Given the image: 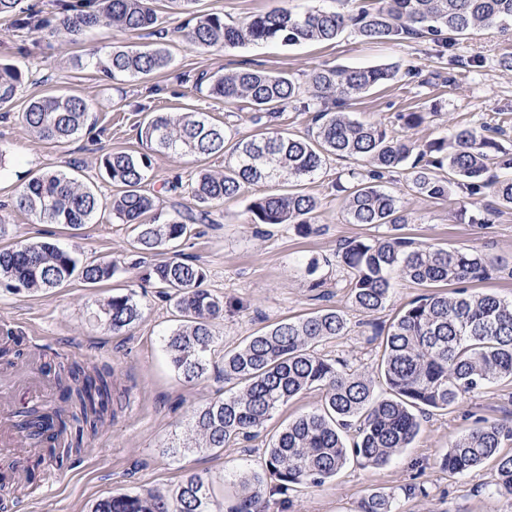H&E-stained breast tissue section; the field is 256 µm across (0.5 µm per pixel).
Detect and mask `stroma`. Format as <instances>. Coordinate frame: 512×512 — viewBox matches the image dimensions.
<instances>
[{
  "mask_svg": "<svg viewBox=\"0 0 512 512\" xmlns=\"http://www.w3.org/2000/svg\"><path fill=\"white\" fill-rule=\"evenodd\" d=\"M332 6L349 13L378 0H196L195 10L242 20L285 6ZM155 7L165 26V43L172 55L168 68L136 81L103 78L90 62L91 52L115 47L140 48L153 36L141 31L94 28L77 41L64 43L17 29L0 21V63L12 64L25 74L13 103L0 109V222L7 224L10 240L36 239L78 253L83 262L105 259L128 262V269L111 279L89 284L73 277L58 288L39 293L10 292L0 288V333L23 336V350L40 352L41 367L59 356L78 354L91 366L111 368L122 404L111 425L85 439L81 453L65 462L60 477L46 483L44 466L18 491H0V512H93L103 498L131 493L170 494L183 476L195 472L214 482L216 512H234L239 503L235 475L262 470L265 449L272 437L300 413L319 408V392H307L275 411L255 437L236 440L223 449L173 453L170 444L181 439L194 409L230 391L215 359L204 380L183 382L163 351V337L177 324L172 306L155 283L143 282L131 261L143 266L180 255L202 266L208 275L205 288L224 302V313L214 322L221 351L237 347L246 337L288 318L335 308L347 322L345 335L319 343L317 351L349 368L377 374L381 336L392 320L413 300L428 294V287L394 277L383 308L365 314L352 306L336 252L344 241L373 235L365 224L348 223L343 187L361 180L368 165L335 159L326 170L300 182L301 191L315 196L319 207L315 233L301 236L293 226L250 224L246 208L251 191L213 205L204 223L194 225L190 238L177 249L136 254L129 225L118 223L100 210L90 224L73 231L59 224H43L18 211L14 195L31 176L46 170L76 175L103 201L114 188L100 169L104 154L126 151L149 155L148 186L160 193L163 213L192 206L186 186L197 172H220L223 159L175 157L151 149L138 135L140 122L159 112L196 110L216 121L228 122L240 135L260 133L251 121L252 110L243 101L224 104L197 90L201 75L241 69L285 73L305 80L314 70L339 66L368 67L396 64V79L352 99L346 112L366 123H376L393 135L402 134L397 120L402 112H425L428 120L409 132L423 144L446 136L456 127L479 128L505 121L502 144L512 152V71L500 67L512 53V35L498 27L473 30L442 47L426 39L402 37L380 43L366 42L346 30L330 44L281 47L275 44L203 51L182 41L179 33L185 14ZM478 60V67H452L451 58ZM44 95H79L89 100L92 112L86 127L66 143L34 138L20 115L30 99ZM173 191H163L164 183ZM386 190L399 197L409 214L407 236L434 247H468L497 264L490 279L476 283L479 291L512 297V210L498 209L492 192L474 198L452 189L447 199L427 201L410 188L407 173L393 175ZM491 223H483L484 215ZM318 259L316 275L306 264ZM135 293L142 318L115 332L94 320L93 314L115 293ZM512 417V379L504 378L479 393L467 396L445 411H429L409 448L380 467L349 461L335 478L320 486H304L292 493L291 504L279 496H265L264 512H360L362 500L374 490L389 494L397 512H512V503L493 496L494 479L486 463L464 475H451L438 464L440 453L455 438L476 426Z\"/></svg>",
  "mask_w": 512,
  "mask_h": 512,
  "instance_id": "1",
  "label": "stroma"
}]
</instances>
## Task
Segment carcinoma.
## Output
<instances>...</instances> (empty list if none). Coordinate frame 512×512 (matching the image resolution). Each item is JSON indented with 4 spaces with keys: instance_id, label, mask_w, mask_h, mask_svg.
I'll use <instances>...</instances> for the list:
<instances>
[{
    "instance_id": "obj_1",
    "label": "carcinoma",
    "mask_w": 512,
    "mask_h": 512,
    "mask_svg": "<svg viewBox=\"0 0 512 512\" xmlns=\"http://www.w3.org/2000/svg\"><path fill=\"white\" fill-rule=\"evenodd\" d=\"M23 2L0 0V17H18L28 32L63 42L96 27L143 31L159 21L153 0H56L58 18L51 27ZM170 2L188 14L182 38L205 50L326 43L347 29L370 42L405 35L441 45L483 26L512 31V0H385L377 8L361 7L348 14L294 7L239 22L195 11V0ZM92 60L99 72L123 81L163 70L170 55L158 46L114 47L104 55L92 54ZM397 74V66L384 64L322 68L303 84L287 74L249 69L207 78L211 96L226 103H249L256 124L275 122L288 106L300 103L303 111L313 113L314 129L305 137L268 131L238 138L230 127L198 111L157 114L140 128V138L160 152L224 157V172L202 170L190 184L197 206L232 199L248 187L254 190L247 207L249 223L292 224L303 236L314 230L317 199L297 190L269 194L265 187L310 178L332 158L367 162L368 181L348 191L345 211L349 223L385 232L352 239L336 253V263L349 277L352 305L366 314L381 309L398 274L419 285L454 287L450 296L432 293L416 299L389 326L378 365L386 386L382 396L375 395L372 377L346 370L316 351L319 343L347 331L344 316L334 309L278 322L224 354V380L241 389L194 410L188 431L196 450L222 449L232 440L256 436L275 410L309 390H319L324 397L321 408L298 415L270 439L263 472L240 477L235 512H261L269 486L287 500L298 485H322L350 459L383 466L412 444L425 411L445 410L501 378L512 379V299L471 288L487 279L491 259L471 248L433 249L399 233L409 223L408 213L398 197L377 184L385 175L405 170L411 174L412 190L424 199H444L454 186L471 197L491 189L500 206L512 209V178L489 175L493 166L512 168V153L498 140L505 130L498 124L479 130L463 127L420 145L334 108ZM24 78L16 66L0 64V108L12 104ZM89 111L82 96L50 95L31 100L21 119L35 138L60 143L80 134ZM100 166L117 188L110 203L112 217L131 226L133 247L142 253L187 238L191 226L207 217L204 211L188 209L159 221L158 197L144 189L151 167L146 154L111 152L100 158ZM17 206L42 223L79 230L91 222L101 203L77 177L53 171L23 184ZM118 271L115 260L84 265L71 252L44 241L23 239L0 248V286L10 291H49L76 274L95 284ZM206 278L203 267L178 257L158 262L145 273V279L166 289L179 314L180 323L164 342L170 364L186 383L205 378L215 355L213 320L223 304L203 288ZM141 317L142 306L132 292L110 297L95 313L114 332ZM54 380L64 406L50 411L31 407L26 416L29 424L48 432L47 456L69 459L81 451L85 436L114 417V383L112 373L77 360L59 363ZM351 431L355 439L349 446L345 434ZM511 439V418L484 420L448 446L440 466L450 474H464L491 460L496 472L491 493L512 500V453L501 452L502 442ZM213 494L210 480L189 473L170 498L124 494L97 501L94 512H214ZM363 512H393L391 498L375 492L365 499Z\"/></svg>"
}]
</instances>
